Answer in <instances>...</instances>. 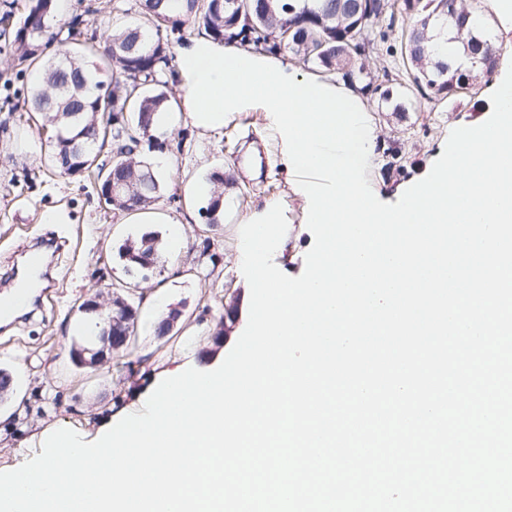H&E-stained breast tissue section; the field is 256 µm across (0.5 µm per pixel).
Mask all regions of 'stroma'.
Listing matches in <instances>:
<instances>
[{"mask_svg":"<svg viewBox=\"0 0 512 512\" xmlns=\"http://www.w3.org/2000/svg\"><path fill=\"white\" fill-rule=\"evenodd\" d=\"M116 14L113 0H67L65 14L88 11L93 30L103 35L135 20L139 0H125ZM403 19L382 16L365 35L357 81L369 85L376 156L367 171L375 196L396 202L399 190L422 179L450 131L469 121L489 89L479 86L447 103L405 91L406 113L382 111L380 88L400 79ZM12 74L0 54V278L30 240L59 239L53 275L58 293L33 319L0 334V369L13 378V391L0 403V471L18 468L41 451L39 436L49 426L96 433L110 417L140 411L162 372L190 365L206 370L221 362L243 332L250 288L238 266L242 221L264 202L284 206L288 237L273 261L296 277L314 237L302 216L304 201L292 191L282 164V143L267 115L256 108L229 116L222 129L195 126L177 112L170 126L142 143L139 160L157 164L161 184L156 208L161 221L159 258L151 268L127 272L118 248L141 232L136 218L100 203L93 180L56 172L45 132L28 126L21 109L3 101ZM223 173L224 217L210 226L208 199L189 201L193 176ZM182 247L169 252L171 231ZM138 308L132 344L96 367L79 368L70 359L71 329L79 306L95 296L111 301L113 291ZM181 317L167 336L159 323L171 309Z\"/></svg>","mask_w":512,"mask_h":512,"instance_id":"stroma-1","label":"stroma"}]
</instances>
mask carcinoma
<instances>
[{
    "instance_id": "obj_1",
    "label": "carcinoma",
    "mask_w": 512,
    "mask_h": 512,
    "mask_svg": "<svg viewBox=\"0 0 512 512\" xmlns=\"http://www.w3.org/2000/svg\"><path fill=\"white\" fill-rule=\"evenodd\" d=\"M56 0H27L25 16L14 20L13 4L0 11V35H8L3 51L10 58L15 80L36 73L30 92L17 87L5 102L22 100L23 110L51 127V161L64 175L87 174L98 182V196L122 211L146 209L160 194V181L149 166L133 161L125 148L154 130L172 103L163 91L142 87L159 84L161 67L173 59L162 28L179 29L198 24L220 43L251 42L283 44L303 64L323 72L353 74L354 55L361 52V38L385 12L413 21L400 51L405 71L414 89L443 102L477 83L489 84L498 72L500 47L490 30L493 15L483 26L455 31L464 47L473 48L477 64L463 72L450 62L430 56L435 29L421 20L435 11L440 0H374V18L362 19L340 7V0H261L260 12L224 8L225 0H144L140 19L117 28L102 46L80 41L78 26L85 14L75 13L65 21L55 15ZM292 4L295 13H286ZM58 42L64 50L52 61L43 58V46ZM109 80L100 79L102 70ZM109 147L112 164L104 177L95 176L96 153ZM213 198L208 206L210 225L223 220L224 175L212 176ZM159 240L153 231L128 237L118 256L128 270L147 269L158 259ZM131 304L121 296L112 298V309H98L85 301L73 325L71 349L97 348L98 326L109 316L123 317Z\"/></svg>"
}]
</instances>
